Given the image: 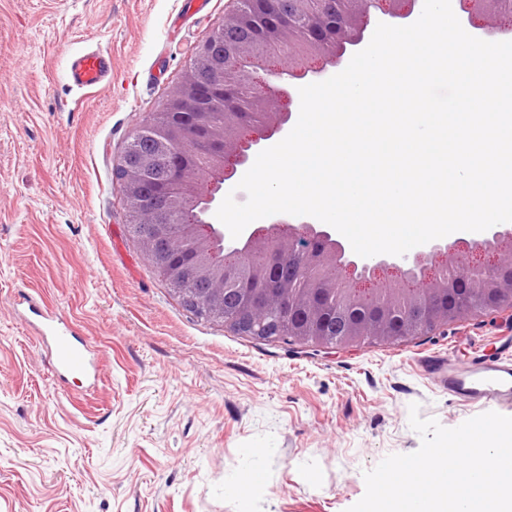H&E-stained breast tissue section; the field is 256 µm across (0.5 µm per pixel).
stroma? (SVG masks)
<instances>
[{
    "mask_svg": "<svg viewBox=\"0 0 512 512\" xmlns=\"http://www.w3.org/2000/svg\"><path fill=\"white\" fill-rule=\"evenodd\" d=\"M225 2L0 0V512H347L420 447L411 404L447 428L485 411L428 364L512 336L491 317L333 351L253 339L185 310L133 241L116 159ZM98 47L112 80L77 89L68 58ZM27 298L96 346L97 383L55 378Z\"/></svg>",
    "mask_w": 512,
    "mask_h": 512,
    "instance_id": "1",
    "label": "stroma"
}]
</instances>
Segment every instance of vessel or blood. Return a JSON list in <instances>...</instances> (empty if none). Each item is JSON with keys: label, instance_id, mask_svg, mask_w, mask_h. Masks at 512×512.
Returning a JSON list of instances; mask_svg holds the SVG:
<instances>
[{"label": "vessel or blood", "instance_id": "vessel-or-blood-1", "mask_svg": "<svg viewBox=\"0 0 512 512\" xmlns=\"http://www.w3.org/2000/svg\"><path fill=\"white\" fill-rule=\"evenodd\" d=\"M111 74L110 57L105 52L85 51L68 60L67 77L80 89L101 86ZM32 331L40 342L49 346L54 371L60 379L74 373L88 376L95 372L96 350L85 342L74 341L68 320L44 311ZM430 371L449 394L461 399L487 405L512 402V344L454 357L449 359L447 367L434 365Z\"/></svg>", "mask_w": 512, "mask_h": 512}]
</instances>
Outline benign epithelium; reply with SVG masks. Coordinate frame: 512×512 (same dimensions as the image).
Segmentation results:
<instances>
[{
	"label": "benign epithelium",
	"instance_id": "1",
	"mask_svg": "<svg viewBox=\"0 0 512 512\" xmlns=\"http://www.w3.org/2000/svg\"><path fill=\"white\" fill-rule=\"evenodd\" d=\"M227 2L224 17L196 45L187 69L161 106L174 119L163 131L177 142L168 156L172 185L146 192L142 164L130 163L126 146L114 167L124 208L136 215L134 240L154 272L170 290L185 296L196 315L211 319L220 317L224 292L235 284L229 271L212 261L217 244L224 240V227L207 221V216L219 206L224 182L252 164L255 146L288 128L295 105L288 85L327 76L347 50H362L369 44L379 22L407 19L423 0H275L268 9L272 24L266 43L277 51L264 56L256 41L234 47L237 63L248 64L253 105L263 116L258 129L240 120L237 87L229 77L208 84L197 78L202 68L220 73L222 57L217 48L224 29L247 26L248 6H257L256 0ZM466 9L479 17L475 28L490 34L512 33V14L499 6V0H467ZM217 108L224 112L220 127L209 122ZM233 248L243 256L258 255L257 273L269 279L268 288L244 296L246 313L261 316L257 335H282L273 325L275 310L289 302L297 281L305 284L304 302L312 319L319 316V297L327 292L344 295V309L352 312L368 307L378 293L402 296L423 279L429 288L417 308L433 316L430 330L474 314L461 299L490 291L503 301L488 313L512 328V230L491 229L479 241L436 239L412 256L365 258L344 244L328 224L277 216L269 224L242 232L233 240ZM187 265L208 278L210 287L190 291ZM387 335L383 325L364 316L340 339L303 336L295 342L342 349Z\"/></svg>",
	"mask_w": 512,
	"mask_h": 512
}]
</instances>
